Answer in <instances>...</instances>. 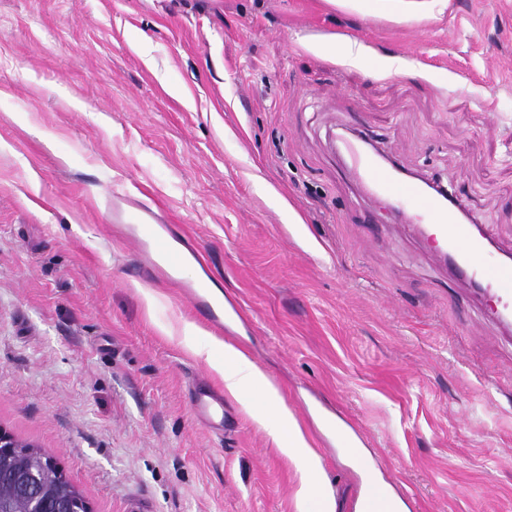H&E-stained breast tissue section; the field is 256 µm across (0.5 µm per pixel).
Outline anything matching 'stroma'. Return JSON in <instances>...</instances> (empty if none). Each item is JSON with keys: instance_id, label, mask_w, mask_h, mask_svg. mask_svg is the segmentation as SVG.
Here are the masks:
<instances>
[{"instance_id": "stroma-1", "label": "stroma", "mask_w": 512, "mask_h": 512, "mask_svg": "<svg viewBox=\"0 0 512 512\" xmlns=\"http://www.w3.org/2000/svg\"><path fill=\"white\" fill-rule=\"evenodd\" d=\"M0 0V427L90 512L298 509L299 473L181 326L240 349L319 455L336 512H512V332L362 194L339 136L456 190L512 252V0ZM395 73H384L387 63ZM151 209L233 330L124 231ZM191 409L196 420L212 429H224V396L207 383L200 384L191 401Z\"/></svg>"}]
</instances>
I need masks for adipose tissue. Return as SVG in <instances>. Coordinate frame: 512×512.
<instances>
[{"label": "adipose tissue", "mask_w": 512, "mask_h": 512, "mask_svg": "<svg viewBox=\"0 0 512 512\" xmlns=\"http://www.w3.org/2000/svg\"><path fill=\"white\" fill-rule=\"evenodd\" d=\"M210 365L223 375L226 391L253 412L260 423L274 421V434L282 452L302 467L300 495L311 496L321 481L320 463L278 390L259 367L234 347H225L223 358L211 360Z\"/></svg>", "instance_id": "1"}]
</instances>
